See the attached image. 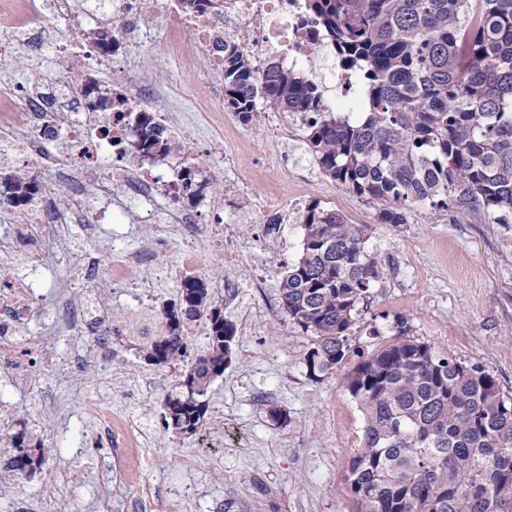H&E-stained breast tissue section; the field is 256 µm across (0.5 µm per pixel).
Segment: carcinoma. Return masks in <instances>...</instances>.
<instances>
[{
    "label": "carcinoma",
    "mask_w": 512,
    "mask_h": 512,
    "mask_svg": "<svg viewBox=\"0 0 512 512\" xmlns=\"http://www.w3.org/2000/svg\"><path fill=\"white\" fill-rule=\"evenodd\" d=\"M321 34L341 51L337 66L358 79L362 110L332 112L323 91L276 62L260 73L246 48L224 46V104L248 122L258 104L303 115L306 144L322 172L378 207L381 224H406L420 205L512 224V0H308ZM140 158L152 164L179 149L152 112H130ZM184 169L185 191L206 183ZM36 191L24 176L0 182V199L20 207ZM298 260L280 282L288 323L313 338L312 373L326 374L350 350L358 305L382 278L368 227L311 204L300 216ZM191 306L194 314L180 317ZM208 282L187 279L179 304L163 306L158 328L136 340L152 365L190 357L191 322L209 320V344L164 398L166 428H202L207 394L224 375L232 322ZM397 340L360 362L347 388L364 415L346 482L358 512H512V398L482 368L421 342ZM25 452L13 468L41 463Z\"/></svg>",
    "instance_id": "cac0c4a2"
}]
</instances>
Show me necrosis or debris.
<instances>
[{"label": "necrosis or debris", "mask_w": 512, "mask_h": 512, "mask_svg": "<svg viewBox=\"0 0 512 512\" xmlns=\"http://www.w3.org/2000/svg\"><path fill=\"white\" fill-rule=\"evenodd\" d=\"M84 20L87 30L79 41L62 35L63 24ZM164 22L163 39L175 56L205 55L210 72L189 78L187 88L197 111L217 136L215 154L231 161L224 151V47L247 44L254 50L258 69L269 62L295 68L311 80L334 87L326 100L336 112H351L357 97L356 78L338 67L318 71L319 58H335L336 48L318 36L307 15V0H0V68L12 61L16 42L26 39L49 47L57 56H80L112 75V96L126 110L143 111L156 93L142 81L134 58L152 39L153 20ZM113 32L112 50L98 42L102 29ZM0 138L15 141L38 189L26 206L27 222L20 231L0 232V267H39L46 260L70 259L64 225L81 218L86 224H124L139 247L125 240L109 241L108 272L95 274L96 261L85 253L79 262L84 278L81 296L72 302L68 332L85 347V361L96 349L111 345L119 329L104 311L105 294L115 288H139L148 247L179 229L175 267L184 277L202 274L193 239L213 234L193 210L180 204L167 175L129 163L138 150L136 130L123 120L98 111L83 89L56 79L18 96L13 85L0 80ZM65 142L66 150L49 154L45 144ZM121 193H113V186ZM66 193V207H55L59 193ZM148 213L150 223H136V212ZM38 283L26 275L0 283V383L5 387L35 391L29 353L21 328L41 298ZM83 414L96 424V436L107 451L97 462L95 477L111 481L124 474L125 484L139 499L143 512H154L155 503L138 475L140 435L124 413L114 411L105 396L88 398Z\"/></svg>", "instance_id": "1"}]
</instances>
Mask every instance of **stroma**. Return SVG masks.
Instances as JSON below:
<instances>
[{
	"instance_id": "35a3bbf8",
	"label": "stroma",
	"mask_w": 512,
	"mask_h": 512,
	"mask_svg": "<svg viewBox=\"0 0 512 512\" xmlns=\"http://www.w3.org/2000/svg\"><path fill=\"white\" fill-rule=\"evenodd\" d=\"M138 62L157 88L153 108L173 115L176 140L193 142V164L200 180L209 184L207 199L224 202L206 211V222L227 226L224 249L235 250L239 265L265 271L271 286L261 300L240 289L237 300L225 306L224 316L237 330L234 356L210 387L202 430L189 436L166 428L161 419L163 400L179 369L147 364L139 354L128 333L145 310L122 289L106 295L105 305L123 334L100 351L98 362L81 372L46 368L44 336H58L57 356L75 362L82 354L69 345V310L58 302L55 288L78 272L62 264L40 272L43 305L54 308L55 320L48 323L32 313L24 341L35 369L43 373L41 389L17 408L1 406L0 418L10 422L9 438L25 433L47 454L33 474L0 484V512H41L54 495L44 484L53 470L64 474L69 512H95L106 502L112 512H138L121 478L92 481L89 464L105 450L92 423L78 426L86 434L82 460L70 462L69 442L77 428L72 416L86 396L102 391L148 434L141 467L163 512H356L345 476L361 442L363 414L347 389V377L391 342L399 318L410 339L484 369L512 395V224L456 218L428 206L417 207L408 223H377L372 202L320 173L305 152L302 127L294 128L282 150L272 149L263 110L247 123L225 112L237 144L233 164L219 162L209 154L199 125L186 119L193 103L184 82L206 69V57L176 59L155 44L140 50ZM37 69L71 81L84 75L101 86L112 83L109 75L87 69L82 59L62 63L34 43L16 45L7 76L19 93L28 91ZM242 172L255 175L246 192L236 186ZM272 188L286 200L303 189L304 204H320L339 211L349 223L366 225L367 246L383 265L381 281L358 306L348 355L327 374L308 371L305 356L312 339L288 324L280 307L281 277L300 255L303 230L296 222L265 224L253 213L254 198ZM174 258V251L158 250L146 263L153 305L177 297L179 280L165 274ZM371 323L379 335L369 334ZM148 378L153 388H144ZM219 421L224 424L220 436L214 432ZM9 438L0 439V465L15 455Z\"/></svg>"
}]
</instances>
